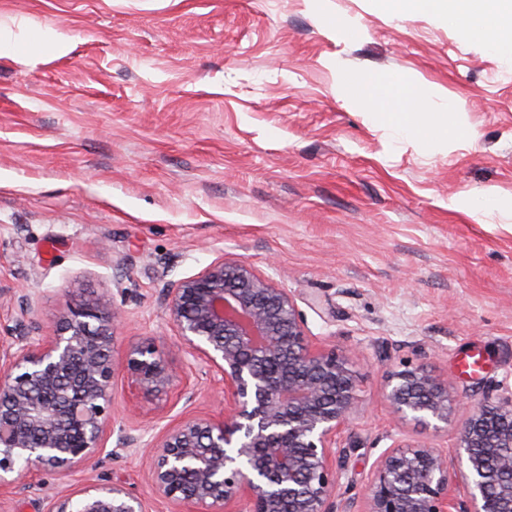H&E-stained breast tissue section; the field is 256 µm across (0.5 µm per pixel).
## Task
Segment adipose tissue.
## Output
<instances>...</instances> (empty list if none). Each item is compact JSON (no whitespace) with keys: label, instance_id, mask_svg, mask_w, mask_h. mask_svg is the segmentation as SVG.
Wrapping results in <instances>:
<instances>
[{"label":"adipose tissue","instance_id":"obj_1","mask_svg":"<svg viewBox=\"0 0 512 512\" xmlns=\"http://www.w3.org/2000/svg\"><path fill=\"white\" fill-rule=\"evenodd\" d=\"M382 5L395 17L420 14L445 22L458 29L461 36L481 41L492 51L512 45V0H497L496 16H487L482 0H381ZM392 97L377 101L370 119L383 126L395 128L401 136H421L433 146L455 138L460 128L453 112H432L423 96L412 95L410 83L396 80L392 83ZM407 103L408 111H398L399 103Z\"/></svg>","mask_w":512,"mask_h":512}]
</instances>
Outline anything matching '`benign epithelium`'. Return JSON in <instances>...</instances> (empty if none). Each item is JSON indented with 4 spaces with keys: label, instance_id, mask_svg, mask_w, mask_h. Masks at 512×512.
<instances>
[{
    "label": "benign epithelium",
    "instance_id": "obj_1",
    "mask_svg": "<svg viewBox=\"0 0 512 512\" xmlns=\"http://www.w3.org/2000/svg\"><path fill=\"white\" fill-rule=\"evenodd\" d=\"M25 301L15 342L0 347V486L23 491L33 468L96 467L118 370L144 398L172 383L151 345L115 357V302L70 308L43 338L33 336L38 301ZM164 306L188 355L224 385V416L183 417L142 444L121 429L116 447L145 456L156 493L195 512H237L241 502L247 512H336V438L358 411L351 355L308 336L288 292L243 259L221 256L174 283ZM384 395L398 421L435 431L460 402L450 380L422 365L388 374ZM456 435L451 459L422 442L383 452L362 512H512V395L487 391ZM50 501L48 512H147L118 483Z\"/></svg>",
    "mask_w": 512,
    "mask_h": 512
}]
</instances>
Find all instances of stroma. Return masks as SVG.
I'll return each instance as SVG.
<instances>
[{
    "mask_svg": "<svg viewBox=\"0 0 512 512\" xmlns=\"http://www.w3.org/2000/svg\"><path fill=\"white\" fill-rule=\"evenodd\" d=\"M359 23L334 36L330 17ZM19 40L0 56V344L39 301L52 335L68 307L114 299L117 357L149 344L170 393L111 391L113 426L141 440L185 416L220 417L224 388L186 348L164 291L217 257L241 258L293 298L309 336L356 352L359 411L336 440V507L361 512L373 463L435 436L397 423L388 373L426 366L476 400L512 393V211L454 199L512 198V55L431 18L393 19L377 0H0ZM64 35L70 52L33 36ZM352 79L350 96L337 71ZM398 77L429 111L453 105L466 134L445 147L368 116L362 81ZM480 354L478 373L459 363ZM93 469L32 470L34 491L0 512H46L47 496L122 481L148 512L140 455ZM454 204L458 207L482 211H493L503 208L512 209V199L506 201L493 194H484L479 197L461 199Z\"/></svg>",
    "mask_w": 512,
    "mask_h": 512,
    "instance_id": "stroma-1",
    "label": "stroma"
}]
</instances>
